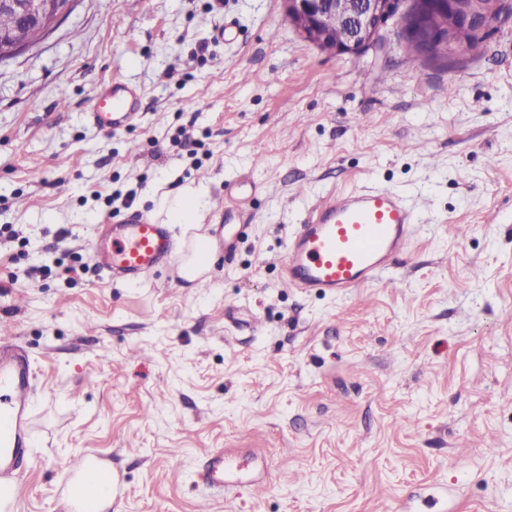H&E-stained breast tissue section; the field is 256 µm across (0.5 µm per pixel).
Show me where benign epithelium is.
Returning a JSON list of instances; mask_svg holds the SVG:
<instances>
[{"instance_id": "benign-epithelium-1", "label": "benign epithelium", "mask_w": 512, "mask_h": 512, "mask_svg": "<svg viewBox=\"0 0 512 512\" xmlns=\"http://www.w3.org/2000/svg\"><path fill=\"white\" fill-rule=\"evenodd\" d=\"M77 0H0V10H13L19 21L31 27H42L44 37L54 33L75 7ZM289 23L309 43L336 55L358 57L369 51L382 53L386 41L384 29L391 20L401 27V35L411 37L410 22L423 13L433 11L454 0H411L415 4L412 16L399 12L401 0H283ZM503 3H495V11L478 15L471 13L466 24L485 35L499 17ZM343 17L350 28L348 38L336 40V17ZM32 45L14 36L7 37L0 47V63L7 62Z\"/></svg>"}]
</instances>
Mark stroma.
I'll use <instances>...</instances> for the list:
<instances>
[{"label": "stroma", "instance_id": "stroma-1", "mask_svg": "<svg viewBox=\"0 0 512 512\" xmlns=\"http://www.w3.org/2000/svg\"><path fill=\"white\" fill-rule=\"evenodd\" d=\"M399 33L337 56L282 0H79L0 65V332L35 369L11 512H64L81 455L121 475L111 512H512V13L440 61ZM115 77L139 117L108 133L86 113ZM236 178L245 210L222 212ZM201 179L173 232L235 241L210 287L178 256L133 283L91 261L129 211L166 222L157 185ZM356 187L425 213L396 272L348 298L282 287L288 237ZM220 449L242 466L221 491Z\"/></svg>", "mask_w": 512, "mask_h": 512}]
</instances>
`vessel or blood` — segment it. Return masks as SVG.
<instances>
[{
  "instance_id": "b4317fda",
  "label": "vessel or blood",
  "mask_w": 512,
  "mask_h": 512,
  "mask_svg": "<svg viewBox=\"0 0 512 512\" xmlns=\"http://www.w3.org/2000/svg\"><path fill=\"white\" fill-rule=\"evenodd\" d=\"M139 91L120 80L103 85L88 113L112 132L138 116ZM421 213L390 188H354L330 194L289 237L282 280L288 287L342 297L391 273L407 255ZM169 225L130 214L111 237L92 244L90 255L109 277L139 280L173 257ZM32 365L20 350L0 351V479L18 481L31 445Z\"/></svg>"
}]
</instances>
